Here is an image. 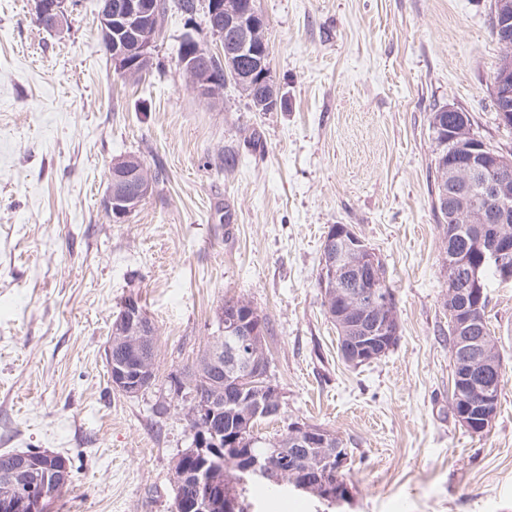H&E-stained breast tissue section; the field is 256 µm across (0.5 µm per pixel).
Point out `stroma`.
Returning <instances> with one entry per match:
<instances>
[{
  "mask_svg": "<svg viewBox=\"0 0 512 512\" xmlns=\"http://www.w3.org/2000/svg\"><path fill=\"white\" fill-rule=\"evenodd\" d=\"M34 5L0 0V451L70 459L49 512H171L191 438L180 406H155L233 297L269 322L283 415L264 434L315 424L350 457L349 502L247 481L248 512H512V285L488 284L505 383L489 431L471 434L451 410L429 176V116L444 104L512 149L493 107L494 0H257L287 99L277 112L231 86L216 100L192 89L176 50L186 33L214 47L204 12L168 14L154 52L165 71L134 83L107 59L98 0H79L60 33ZM130 153L164 181L116 223L102 199ZM334 224L382 260L400 318L397 345L358 367L317 286ZM129 295L157 329L156 381L132 397L112 389L104 357Z\"/></svg>",
  "mask_w": 512,
  "mask_h": 512,
  "instance_id": "obj_1",
  "label": "stroma"
}]
</instances>
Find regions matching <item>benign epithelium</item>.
<instances>
[{"mask_svg": "<svg viewBox=\"0 0 512 512\" xmlns=\"http://www.w3.org/2000/svg\"><path fill=\"white\" fill-rule=\"evenodd\" d=\"M67 0H36V15L51 23L56 30L63 29L67 16ZM207 18L211 19L212 36L219 43V55L235 65L244 60L247 67L237 75L241 84L258 83L267 88L269 98L256 102L255 111H267L270 102L283 99L282 88L272 75L267 44L261 39L259 23L243 0H206ZM161 14L158 0H115L100 15L101 37L109 44L112 69L124 77L136 69L152 63L154 39L159 30ZM180 65L186 69L194 90L205 98L215 95L209 79L206 60L197 56L184 57ZM495 93L501 106L497 112L500 126L512 129V63L504 62L495 75ZM441 139L448 146L441 159V169L448 173V187L443 189L440 206L448 215V226L474 224L484 232L485 224L509 223L512 219V180L504 173L512 169V153H504L481 142L471 131L467 113H460L454 127L442 128ZM151 183L142 167L132 168L127 158L112 162L108 189L103 207L112 220L120 222L134 212L150 194ZM327 249L321 262V288L327 297L334 296L341 284L355 279L365 285L351 293L347 302L362 310L361 318L350 320L346 314L336 315L341 333V356L353 366L382 357L391 348L394 330L392 319L383 317L378 301L383 282L377 279V263L373 250L350 226L336 224L326 236ZM492 268L503 284L512 283V233L502 228L486 240L481 262L471 263L456 256L448 257V313L452 316L458 349L471 356L455 373L460 409L455 412L459 425L471 433L485 430L496 415V394L476 381L475 371L493 365L488 346L473 339L483 321L482 301L485 269ZM107 354L112 347L123 349L129 361L114 365L110 383L114 390L128 396L143 392L153 381V371L146 354L151 345L154 327L137 299L127 298L117 313ZM218 332L224 335V349L211 354V362H226L230 370L228 382L237 390V402L251 418L266 417L279 412L282 394L274 385L257 391V380L267 377L268 361L260 350V323L254 315L219 313ZM216 405L204 403L195 410L200 424L192 449L202 461L193 479L180 475L174 484L172 510L185 512H239L240 501L224 494V486L212 480L214 468L210 460L224 456L239 461L237 451L240 437L222 442L213 436L212 422ZM291 432L308 458L303 476L290 474L288 461L283 467L271 465V456L255 457L242 466V472L259 480L280 483L284 480L298 490L321 499L340 504L349 496V488L339 484L337 474L347 462V455L334 454L332 435L325 430H313L295 422ZM52 461L56 470L67 477L65 459L50 452L38 451L29 460ZM47 486L41 483L20 484L0 494V512H34V504L46 495Z\"/></svg>", "mask_w": 512, "mask_h": 512, "instance_id": "1", "label": "benign epithelium"}]
</instances>
